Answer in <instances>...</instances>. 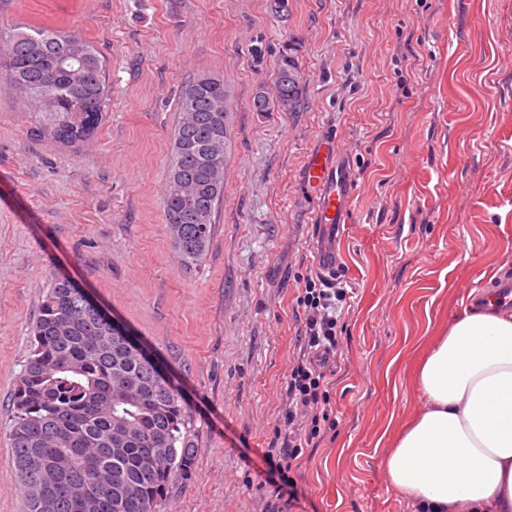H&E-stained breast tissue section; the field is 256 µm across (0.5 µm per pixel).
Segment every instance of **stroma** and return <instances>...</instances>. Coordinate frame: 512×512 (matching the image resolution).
<instances>
[{
  "label": "stroma",
  "instance_id": "obj_1",
  "mask_svg": "<svg viewBox=\"0 0 512 512\" xmlns=\"http://www.w3.org/2000/svg\"><path fill=\"white\" fill-rule=\"evenodd\" d=\"M290 4L284 21L270 0H0V30L78 34L111 82L94 134L72 145L44 137L49 115L0 89V512H24L12 392L58 276L147 350L188 407L195 471L160 512H266L262 452L313 261L303 175L324 137L354 177L337 241L352 297L328 378L335 425L293 469L304 495L287 512H415L386 476L423 403L414 367L473 295L512 280V0ZM290 43L301 109L252 111ZM204 71L230 90V140L208 251L187 266L163 197L178 95Z\"/></svg>",
  "mask_w": 512,
  "mask_h": 512
}]
</instances>
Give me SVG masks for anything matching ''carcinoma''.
Segmentation results:
<instances>
[{"instance_id":"1","label":"carcinoma","mask_w":512,"mask_h":512,"mask_svg":"<svg viewBox=\"0 0 512 512\" xmlns=\"http://www.w3.org/2000/svg\"><path fill=\"white\" fill-rule=\"evenodd\" d=\"M274 91L257 87L254 112H296L304 77L297 49L274 63ZM0 89L44 111L56 99L50 134L75 143L94 132L108 98L105 64L77 34L17 28L0 45ZM179 120L163 208L186 264L205 256L224 197L230 95L204 72L179 95ZM32 350L12 395L10 429L25 512H157L173 482L192 477L183 440L187 411L157 362L68 280L52 282L32 328Z\"/></svg>"}]
</instances>
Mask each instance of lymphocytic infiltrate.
I'll list each match as a JSON object with an SVG mask.
<instances>
[{"label":"lymphocytic infiltrate","mask_w":512,"mask_h":512,"mask_svg":"<svg viewBox=\"0 0 512 512\" xmlns=\"http://www.w3.org/2000/svg\"><path fill=\"white\" fill-rule=\"evenodd\" d=\"M303 285L296 298L298 352L285 387V404L277 429L282 441L268 449L265 457L281 475L289 498H296V484L290 472L304 449L316 447L328 420L326 375L338 351L337 326L340 307L348 295L341 275L324 278L312 272L301 276Z\"/></svg>","instance_id":"f902f5d3"}]
</instances>
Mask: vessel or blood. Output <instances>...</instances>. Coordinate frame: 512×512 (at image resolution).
<instances>
[{
	"label": "vessel or blood",
	"instance_id": "b4317fda",
	"mask_svg": "<svg viewBox=\"0 0 512 512\" xmlns=\"http://www.w3.org/2000/svg\"><path fill=\"white\" fill-rule=\"evenodd\" d=\"M306 178L320 190L313 223L315 263L330 272L335 270L339 261L336 238L348 221L355 191L354 178L348 162L334 144L312 154L306 168Z\"/></svg>",
	"mask_w": 512,
	"mask_h": 512
}]
</instances>
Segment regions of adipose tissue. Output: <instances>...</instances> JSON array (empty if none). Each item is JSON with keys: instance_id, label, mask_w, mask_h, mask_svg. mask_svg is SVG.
Returning a JSON list of instances; mask_svg holds the SVG:
<instances>
[{"instance_id": "1", "label": "adipose tissue", "mask_w": 512, "mask_h": 512, "mask_svg": "<svg viewBox=\"0 0 512 512\" xmlns=\"http://www.w3.org/2000/svg\"><path fill=\"white\" fill-rule=\"evenodd\" d=\"M387 477L418 512H512V312L466 307L421 357Z\"/></svg>"}]
</instances>
